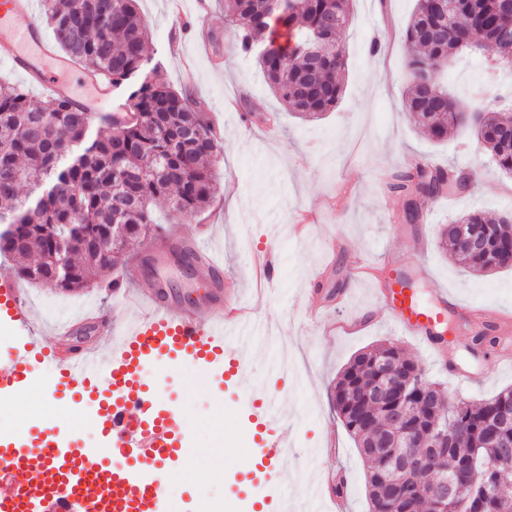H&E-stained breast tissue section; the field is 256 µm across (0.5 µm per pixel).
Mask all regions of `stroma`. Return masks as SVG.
<instances>
[{
	"label": "stroma",
	"mask_w": 512,
	"mask_h": 512,
	"mask_svg": "<svg viewBox=\"0 0 512 512\" xmlns=\"http://www.w3.org/2000/svg\"><path fill=\"white\" fill-rule=\"evenodd\" d=\"M414 4L353 0L351 21L342 34L349 53L342 75L344 98L318 118L303 120L271 91L255 57L237 52L235 27L218 0H137L150 31L147 51L161 62L156 80L201 100L224 128V150L210 160L219 175L211 207L177 221L168 202L158 200L153 204L157 220L164 231L203 240L224 273L238 280L242 302L270 318L275 328L274 334L254 337L249 368L225 384L200 368L168 375L159 402L181 415L186 444L193 450L189 463L172 466L168 512H197L204 495L232 501L239 512H253L265 483L254 411L267 394L288 408L283 470L289 494L302 492L319 461L317 449L327 448L334 438L333 467L349 481L346 512H369L362 459L331 401L338 373L365 347L397 344L455 399L476 402L512 386V335L474 353L471 332L458 331L455 361L481 375L471 384L449 375L412 337L401 335L379 303L378 290L393 271L411 278L423 304H430L435 289L445 288L461 306L480 312L487 324L512 321V269L478 276L437 247L444 224L465 212L512 214V176L489 159L471 126L449 130L446 140H429L402 108L404 56L395 46L370 49L380 35H401ZM182 12L196 15L198 25L180 37ZM436 79L458 96L483 99L500 109L504 103L497 86L512 83V70L492 72L486 58L473 52L437 72ZM247 100L258 113L249 122L242 119ZM422 159L455 166L471 174L472 181L465 191L423 208L420 219L411 223L403 197L387 184L394 173ZM261 252L277 269L275 285L263 300L253 289V257ZM213 276L207 266L187 267L177 260L149 263L142 272L146 281L168 280L177 306L197 297L200 284ZM111 282L107 275L79 292L28 286L44 345L61 354L80 346H107L109 339L100 330L78 342L70 336L54 338L52 326L86 305L122 322L128 309L110 293ZM326 300L337 303L329 320L358 317L366 328L352 336L325 334L308 311ZM23 393L32 403L31 436L54 433L85 446L97 440V433L74 431L70 413L52 410L34 388ZM247 456L255 464L245 469L241 461Z\"/></svg>",
	"instance_id": "stroma-1"
}]
</instances>
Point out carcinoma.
Wrapping results in <instances>:
<instances>
[{"instance_id":"obj_1","label":"carcinoma","mask_w":512,"mask_h":512,"mask_svg":"<svg viewBox=\"0 0 512 512\" xmlns=\"http://www.w3.org/2000/svg\"><path fill=\"white\" fill-rule=\"evenodd\" d=\"M352 0H288L274 8L269 0H224V16L235 24L236 49L256 53L275 94L291 111L314 116L343 99L339 74L348 66L340 35L351 18ZM452 15L439 12L434 0H415L402 40L407 51L408 85L404 106L436 141L474 114L477 134L491 159L512 175V125L502 113L492 116L448 94L444 86L427 87L417 72L446 69L464 53L488 54L499 27L508 20L499 0H454ZM48 24L59 47L85 69L112 78L124 115H92L66 98L46 100L24 88L0 83V254L10 255L14 272L30 283L78 290L109 273L118 254L132 240L156 237L152 204L165 197L171 211L194 216L213 201L217 180L206 160L222 149L209 132L201 104L151 78L160 62L145 55L147 24L136 0H43ZM318 39L329 47L311 59L307 44ZM29 187L21 200L20 186ZM458 187L455 174L416 164L398 171L390 190L405 198L406 218L420 214L418 204ZM121 213L118 230L105 233ZM484 241L468 252L462 235ZM67 243V274L55 278L50 261L59 240ZM102 240L98 246L87 240ZM439 246L472 272L482 275L512 266V216L496 220L473 210L440 233ZM385 369L418 372L421 386L410 387L407 426H447V454L431 459L411 512H437L439 483L458 458L471 457L475 486L448 496L442 512H512V479L501 441L512 443V424L498 421V411L512 407V388L479 402L459 400L451 410H430L426 395L440 388L393 343L381 342L356 353L339 374L333 404L343 426L358 442L366 469L370 512H404V507L375 496L389 471L387 458L373 451L381 439L404 440L394 426L388 403L374 399L377 362ZM498 494L487 499L482 488Z\"/></svg>"}]
</instances>
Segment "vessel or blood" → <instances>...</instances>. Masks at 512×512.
I'll use <instances>...</instances> for the list:
<instances>
[{"mask_svg":"<svg viewBox=\"0 0 512 512\" xmlns=\"http://www.w3.org/2000/svg\"><path fill=\"white\" fill-rule=\"evenodd\" d=\"M34 0H0V23L7 24L32 14ZM0 61L6 62L34 89L52 96H70L58 72L75 70L74 59L58 53L36 24L16 29L0 42ZM81 82L92 88L93 98H78L90 112L114 109L112 81L81 73ZM166 256L184 253L190 260L207 257L200 241L160 237L152 246ZM140 297L142 303L131 322L118 329V339L102 349H84L70 356L50 354L57 385L63 392H94L101 395L96 423L112 450L111 463L99 460L96 449L71 443L61 446L45 440L42 449H17L10 455L11 472L0 481V512H85L96 502L97 512H165L168 473L165 461L173 449L183 447L185 428L174 416L155 414L154 398L140 390L145 366L158 358L171 363L196 364L216 377L245 371L250 354L243 335L259 326L256 314L241 308L233 297H225L220 281H213L204 302L178 308L170 302L164 281L150 282ZM390 321L402 334L416 338L435 356H443L446 343L438 331L448 312L468 321L454 297L437 289L432 305L417 302L413 291L393 284L380 297ZM0 323L18 333L14 357L0 366V385L19 387L28 381L30 356L41 343L32 319L27 292L12 272L0 269ZM275 402L262 405L260 415L271 432L264 445L270 477L265 486L267 512H289L280 477L283 452L288 445V428L277 425ZM331 471H319L306 496L314 512L334 505L342 512L344 499L326 496L332 485Z\"/></svg>","mask_w":512,"mask_h":512,"instance_id":"b4317fda","label":"vessel or blood"}]
</instances>
